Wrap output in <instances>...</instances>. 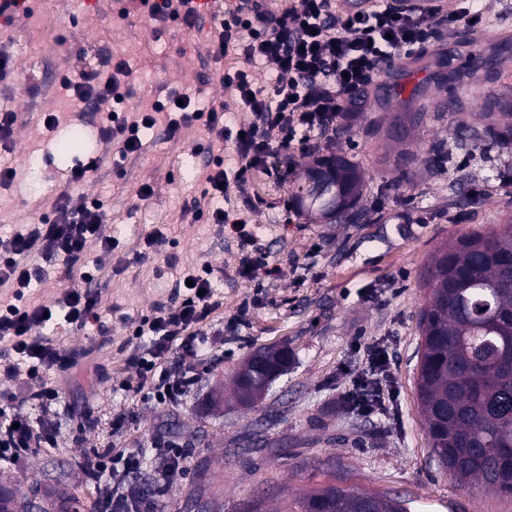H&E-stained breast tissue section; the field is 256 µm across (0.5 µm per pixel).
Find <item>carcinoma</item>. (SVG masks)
<instances>
[{
    "label": "carcinoma",
    "mask_w": 512,
    "mask_h": 512,
    "mask_svg": "<svg viewBox=\"0 0 512 512\" xmlns=\"http://www.w3.org/2000/svg\"><path fill=\"white\" fill-rule=\"evenodd\" d=\"M467 65L442 63L431 84L416 86L388 126L372 120L368 136L402 141L427 120L469 111L478 98L482 122L460 123L453 144L432 143L427 156L403 154L400 179H414L416 168L457 167L455 150L474 141L512 146V87L497 89L499 67L508 57L497 45L467 40ZM438 92H432V89ZM364 171L342 154L317 155L302 168L291 199L312 222L362 224ZM427 302L420 311L422 337L416 376L426 432L441 470L462 483L476 482L512 496V218L487 231H474L444 246L422 279ZM288 347L254 362L235 380L236 391L288 368ZM42 512H97L96 505L42 496ZM20 495L0 485V512H16ZM300 512H408L405 502L329 483L300 502Z\"/></svg>",
    "instance_id": "obj_1"
}]
</instances>
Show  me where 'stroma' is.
Here are the masks:
<instances>
[{"mask_svg":"<svg viewBox=\"0 0 512 512\" xmlns=\"http://www.w3.org/2000/svg\"><path fill=\"white\" fill-rule=\"evenodd\" d=\"M480 28L466 22L437 24L438 44L453 50L473 36L512 34V0H478ZM48 15L61 27L59 41L30 46L32 31ZM187 31L182 44L171 42V26L156 30L138 11L120 17L113 0H99L96 15L82 0H36L30 16L13 24L0 20V49L14 60L13 73L0 81V111L16 113L14 144L0 151V165L17 170L15 181L0 187V237L36 223L61 192L96 200L112 215L117 256L126 268L102 290L101 323L61 336L65 349H95L107 368L103 376L85 365L71 368L57 405L58 443L30 454L20 465L0 462V484L27 492L53 469L68 475L58 496L91 500L74 458L95 448H140L170 442L189 451L187 466L160 501L161 512H192L199 492L223 502L224 512H244L261 499L267 512H297L304 495L328 481L408 501L412 512H512V497L481 485H462L437 469L418 407L415 372L421 342L419 310L426 302L422 271L437 251L459 236L495 227L512 216V180H485L484 162L512 165V148L475 144L463 172L436 175L419 170L413 183L399 181L393 165L402 150L425 153L430 142L448 138L473 113H449L428 120L405 142L364 133L375 116L370 100L355 121L351 138L337 151L361 163L368 188L366 224H312L290 201L292 172L276 167L238 178L232 142L224 144L230 188L225 209L247 222L259 247L279 274L253 284L239 277V239L217 224L192 221L189 210L203 185L206 161L197 145L206 144L202 124L169 138L164 124L144 130L139 155L120 158L99 141L95 118L62 86L81 71H108L126 60L132 70L127 108L141 109L170 91L195 94L202 102L228 99L219 76L240 66L236 52L215 64L207 51L208 27ZM54 114V128L44 126ZM81 131L86 148L61 164L56 144L69 131ZM102 156L100 169L80 186L67 182L70 164ZM151 182L155 193L136 205L133 192ZM458 182L450 192V182ZM175 240L173 252L150 262L134 260L137 243L154 228ZM183 266L218 269L216 291L222 307L204 330V363L193 391L178 404L161 408L143 394L122 391L123 365L132 331L158 300L171 296L169 254ZM245 323H237L239 313ZM376 341L390 355L387 413L370 417L345 410L342 396L361 367L364 345ZM288 345L292 361L256 405L240 403L234 379L259 348ZM89 399V413L73 420L66 403ZM126 417L124 431L112 429L114 415Z\"/></svg>","mask_w":512,"mask_h":512,"instance_id":"1","label":"stroma"}]
</instances>
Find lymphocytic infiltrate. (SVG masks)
Returning a JSON list of instances; mask_svg holds the SVG:
<instances>
[{
    "label": "lymphocytic infiltrate",
    "instance_id": "f902f5d3",
    "mask_svg": "<svg viewBox=\"0 0 512 512\" xmlns=\"http://www.w3.org/2000/svg\"><path fill=\"white\" fill-rule=\"evenodd\" d=\"M432 18L429 11L389 4L359 15L335 14L329 0H290L279 13L270 14L261 0H242L236 14L220 20L208 34L214 61H223L232 49L242 52V68L220 76L224 87L234 91L236 105L252 115L250 122L239 125L233 139L240 173L272 163L287 165L295 139L307 143L312 134L333 130L346 112L360 105L364 93L374 89L392 59L412 55L431 41ZM257 63L277 73L271 87L254 81L251 68ZM130 74L128 63L118 59L108 73L84 71L78 80L67 79L63 85L76 101L94 103L101 142L118 145L124 157L140 154L141 132L155 126L158 115H165L172 138L195 122H204L210 134L205 147L204 201L193 207L192 218L231 226L239 239L240 277L276 276L277 267L253 250L254 237L245 220L219 205L228 188L224 170L227 105L203 109L189 94L175 91L166 100L154 101L149 109L131 112L124 106ZM93 244L100 252L97 262L93 268L82 269ZM117 246L107 212L95 203L74 204L65 193L29 231L0 239V288L11 291L10 296L0 298V342L15 356L7 367L15 387L0 394L1 462L17 464L33 451L54 447L52 420L34 426L28 410L37 404L43 412H50L59 399L50 372H67L79 361L56 339L40 333L54 319L48 306L28 293L45 276L34 257L61 259L65 278L80 275L83 287L65 289L56 303L67 329L79 330L100 319L99 283L115 271L112 254ZM214 279L215 271L208 264L174 278L181 300L175 306L156 303L153 314L136 328L135 337H147L148 342L134 345L125 360L126 367L136 373L135 380L125 383V390L149 391L161 405L176 402L193 390L197 375L185 364L198 357L201 331L222 305ZM388 362L383 347H365V372L353 382L355 392L369 395L362 413L386 410L390 396L382 377ZM167 453L174 467L146 468L144 455L136 449L104 448L87 458L86 474L97 488L100 512H159L160 497L184 472L187 457L185 449L174 445Z\"/></svg>",
    "mask_w": 512,
    "mask_h": 512
}]
</instances>
